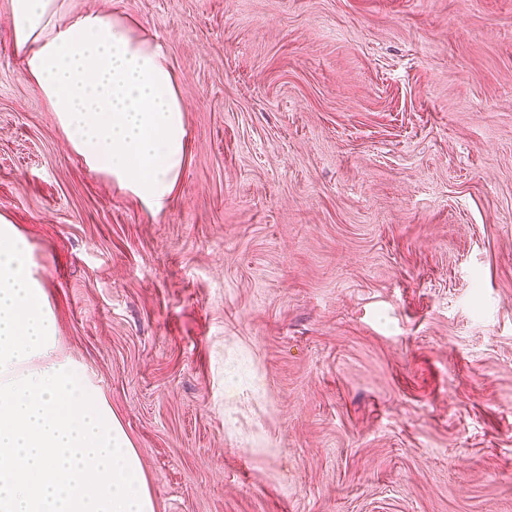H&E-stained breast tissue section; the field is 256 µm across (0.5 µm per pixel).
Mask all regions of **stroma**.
<instances>
[{"label": "stroma", "mask_w": 512, "mask_h": 512, "mask_svg": "<svg viewBox=\"0 0 512 512\" xmlns=\"http://www.w3.org/2000/svg\"><path fill=\"white\" fill-rule=\"evenodd\" d=\"M184 98L153 214L11 50L0 214L155 512H512V0H65Z\"/></svg>", "instance_id": "1"}]
</instances>
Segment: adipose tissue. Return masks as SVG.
<instances>
[{
	"label": "adipose tissue",
	"mask_w": 512,
	"mask_h": 512,
	"mask_svg": "<svg viewBox=\"0 0 512 512\" xmlns=\"http://www.w3.org/2000/svg\"><path fill=\"white\" fill-rule=\"evenodd\" d=\"M11 25L13 54L87 167L167 208L189 134L164 45L120 14L63 17L61 0H11Z\"/></svg>",
	"instance_id": "obj_1"
}]
</instances>
